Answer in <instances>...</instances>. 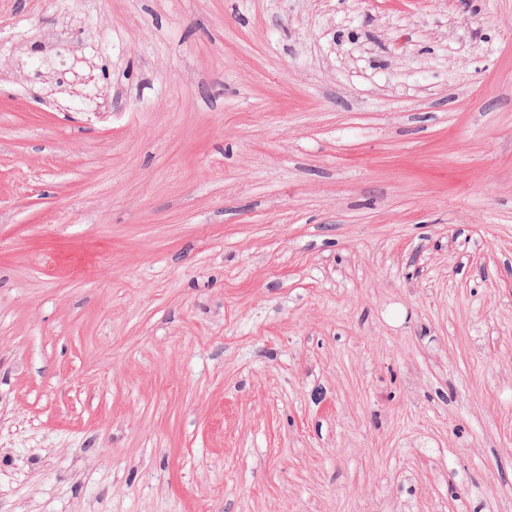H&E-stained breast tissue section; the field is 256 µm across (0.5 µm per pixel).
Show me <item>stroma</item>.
Returning a JSON list of instances; mask_svg holds the SVG:
<instances>
[{
    "instance_id": "stroma-1",
    "label": "stroma",
    "mask_w": 512,
    "mask_h": 512,
    "mask_svg": "<svg viewBox=\"0 0 512 512\" xmlns=\"http://www.w3.org/2000/svg\"><path fill=\"white\" fill-rule=\"evenodd\" d=\"M512 0H0V512H512Z\"/></svg>"
}]
</instances>
